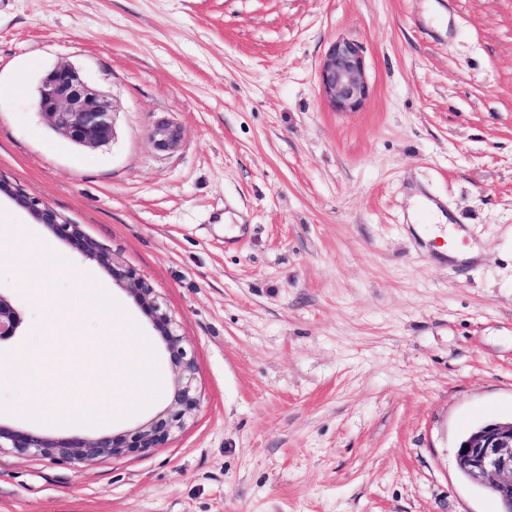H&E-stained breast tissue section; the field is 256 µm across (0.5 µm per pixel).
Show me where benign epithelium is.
<instances>
[{"label":"benign epithelium","instance_id":"7a95c632","mask_svg":"<svg viewBox=\"0 0 512 512\" xmlns=\"http://www.w3.org/2000/svg\"><path fill=\"white\" fill-rule=\"evenodd\" d=\"M320 88L339 112L358 108L369 94L362 47L337 39L327 49L320 66ZM37 111L73 144L96 148L114 138L112 101L90 87L76 68L60 63L40 80L35 99ZM0 193L28 209L58 237L68 240L82 255L95 259L112 279L131 295L150 318L164 346L174 373L171 408L125 434L95 438L52 439L42 433L0 424V450L20 456H41L55 461H93L144 452L167 441L174 428L199 405L195 386L196 366L192 352L179 334L175 320L162 309L154 289L120 256L85 236L79 225L70 224L46 202L23 194L0 180ZM20 319L11 304L0 296V340L15 335ZM460 472L490 490L500 512H512V421H489L462 440L455 453Z\"/></svg>","mask_w":512,"mask_h":512}]
</instances>
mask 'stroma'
<instances>
[{
    "instance_id": "35a3bbf8",
    "label": "stroma",
    "mask_w": 512,
    "mask_h": 512,
    "mask_svg": "<svg viewBox=\"0 0 512 512\" xmlns=\"http://www.w3.org/2000/svg\"><path fill=\"white\" fill-rule=\"evenodd\" d=\"M363 48L369 95L335 111L329 45ZM67 62L114 106L87 149L33 102ZM178 128L176 148L155 131ZM0 179L120 253L176 320L199 406L159 447L92 462L0 453V512H499L458 471L512 420V0H0ZM436 204L477 257L431 252ZM125 308L95 260L57 239ZM0 249V295L41 316ZM87 336L50 373L93 379ZM161 397L85 430L133 429Z\"/></svg>"
}]
</instances>
